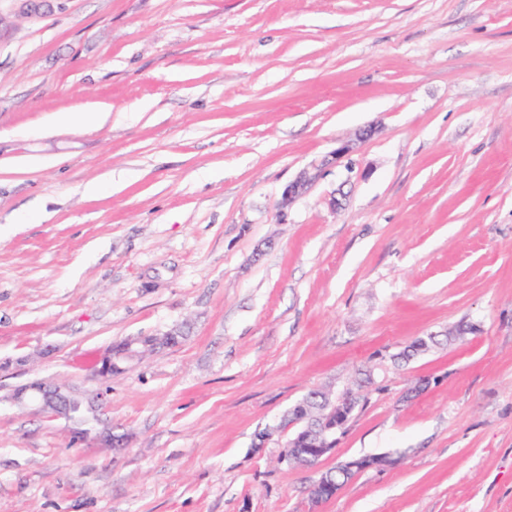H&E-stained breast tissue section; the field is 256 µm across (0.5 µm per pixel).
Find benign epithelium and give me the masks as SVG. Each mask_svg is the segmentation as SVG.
<instances>
[{
    "label": "benign epithelium",
    "instance_id": "obj_1",
    "mask_svg": "<svg viewBox=\"0 0 512 512\" xmlns=\"http://www.w3.org/2000/svg\"><path fill=\"white\" fill-rule=\"evenodd\" d=\"M17 14L26 18H40L54 9L63 6L62 0H13ZM318 174L305 171L294 181L285 186L279 204L280 215H285L293 202L302 195L311 183L315 182ZM108 395V389H99L90 398H86L74 389L57 382H44L33 380L17 387L8 396V400L20 407H31L41 413H50L55 417L63 418L69 422H76L80 418H88L101 425L96 432L98 440L113 448L124 445L125 437L112 433V425L103 421L99 411L103 410ZM361 401V390L356 386L346 389L339 400H330L327 403V417L336 418V426L314 427L307 420L298 418L290 422L297 427L295 433L281 444L280 457L283 461L297 466L313 467L320 459L333 451L336 440L333 439L335 429L344 426L348 411L355 408ZM303 436L310 441L312 447L306 453L295 451V442ZM389 464L386 455L368 457H355L341 462L336 466V478L323 473L312 483L309 489L311 500L321 504L332 499L355 475L368 469L381 468Z\"/></svg>",
    "mask_w": 512,
    "mask_h": 512
}]
</instances>
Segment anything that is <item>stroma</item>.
Returning <instances> with one entry per match:
<instances>
[{
	"instance_id": "obj_1",
	"label": "stroma",
	"mask_w": 512,
	"mask_h": 512,
	"mask_svg": "<svg viewBox=\"0 0 512 512\" xmlns=\"http://www.w3.org/2000/svg\"><path fill=\"white\" fill-rule=\"evenodd\" d=\"M182 324L109 381L122 451L5 400L37 378L94 392L115 343ZM361 369L375 383L316 466L254 450ZM377 454L392 465L312 503L321 472ZM0 512H512V0H65L15 20ZM318 176L317 173L312 174L308 171H304L296 180L288 183L282 192L279 204L280 213H286L293 202L306 191L311 183L317 180Z\"/></svg>"
}]
</instances>
